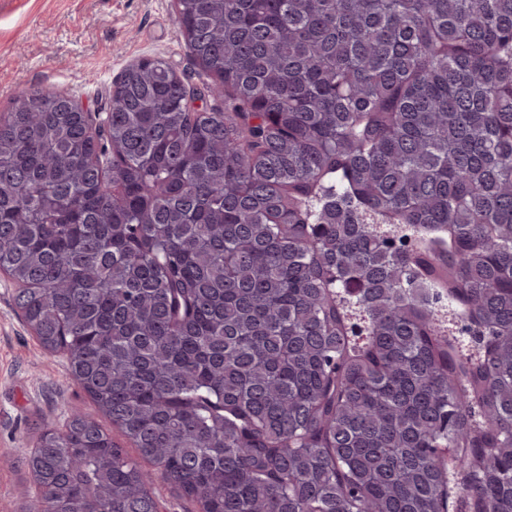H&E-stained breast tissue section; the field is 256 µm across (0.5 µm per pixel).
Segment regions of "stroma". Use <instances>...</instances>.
<instances>
[{"label": "stroma", "mask_w": 512, "mask_h": 512, "mask_svg": "<svg viewBox=\"0 0 512 512\" xmlns=\"http://www.w3.org/2000/svg\"><path fill=\"white\" fill-rule=\"evenodd\" d=\"M174 0H0V113L20 92L47 85L103 110L123 69L158 56L201 85L174 21ZM15 284L0 277V512H21L31 490L22 457L43 427L67 413L102 415L25 326Z\"/></svg>", "instance_id": "35a3bbf8"}]
</instances>
